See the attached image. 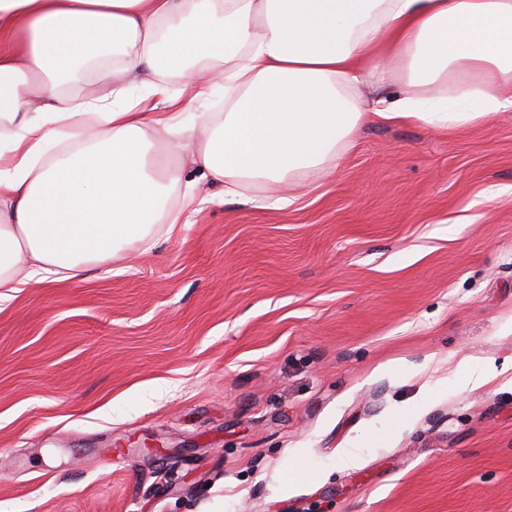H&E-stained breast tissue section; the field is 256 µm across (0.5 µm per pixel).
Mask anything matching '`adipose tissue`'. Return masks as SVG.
I'll list each match as a JSON object with an SVG mask.
<instances>
[{
    "mask_svg": "<svg viewBox=\"0 0 512 512\" xmlns=\"http://www.w3.org/2000/svg\"><path fill=\"white\" fill-rule=\"evenodd\" d=\"M88 65L107 92L63 95ZM217 84L223 111L188 122L182 95ZM510 111L512 0H0V300L173 234L198 181L284 207L366 120L448 132ZM165 149L185 165L160 169Z\"/></svg>",
    "mask_w": 512,
    "mask_h": 512,
    "instance_id": "adipose-tissue-1",
    "label": "adipose tissue"
}]
</instances>
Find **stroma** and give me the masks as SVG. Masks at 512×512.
Wrapping results in <instances>:
<instances>
[{"mask_svg":"<svg viewBox=\"0 0 512 512\" xmlns=\"http://www.w3.org/2000/svg\"><path fill=\"white\" fill-rule=\"evenodd\" d=\"M197 207L0 302V512H512V112Z\"/></svg>","mask_w":512,"mask_h":512,"instance_id":"1","label":"stroma"}]
</instances>
